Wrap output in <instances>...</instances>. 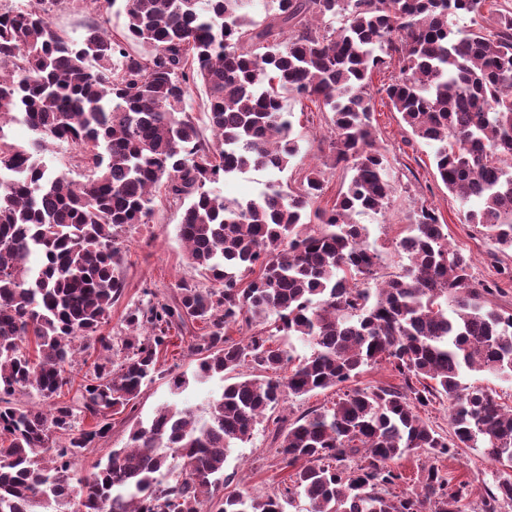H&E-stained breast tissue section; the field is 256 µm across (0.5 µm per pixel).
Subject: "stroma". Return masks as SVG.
I'll return each instance as SVG.
<instances>
[{
    "label": "stroma",
    "mask_w": 512,
    "mask_h": 512,
    "mask_svg": "<svg viewBox=\"0 0 512 512\" xmlns=\"http://www.w3.org/2000/svg\"><path fill=\"white\" fill-rule=\"evenodd\" d=\"M374 108L376 138L393 175L396 191L385 212H366L354 217L356 223L366 225L369 242L380 254L376 274L368 280V287L376 288L379 281L402 273L407 260L398 251L397 244L409 233L410 211L425 204L435 208L440 220L447 224L449 242L471 256L473 281L491 285L492 292L485 297L487 306L506 314L512 313V281L504 277L505 272L512 271V251L498 250L486 238L481 226L464 222L458 200L436 175L430 149L412 136L398 113L379 101L375 102ZM288 109L293 114L294 123L301 125L303 133L300 153L294 165L321 169L326 185L322 202L331 204L342 186L346 171L327 164V128L323 122L314 120L312 112L306 111L299 100H289ZM290 181V171L272 173L252 168L225 180L222 190L225 197L247 201L256 198L269 183L285 186ZM180 221V210L161 202L149 223L135 224L121 232L119 241L125 288L102 326L103 334L125 335L128 331L125 322L128 309L145 301L147 292L169 298L176 294L180 282L198 281L199 276L189 263L178 236ZM159 367L162 378L143 386L135 411L126 410L113 415L112 430L104 446L88 449L76 460V477L85 478L94 473L108 449L124 447L131 429L138 422L148 421L158 407L171 402L166 374H192L196 363L189 356L185 344L176 338L166 351L160 353ZM337 394V388L333 387L301 398L283 397L274 410L273 419L258 425L248 442L232 450L224 467L231 483L226 488H213L210 502L222 499L228 488L254 495L272 491L289 473L276 452L274 418L295 420L312 410L331 406ZM439 466L452 477L471 482L470 506L476 512L481 506L484 485L492 482L496 473V463L489 461L481 449L462 448L455 457L440 460Z\"/></svg>",
    "instance_id": "35a3bbf8"
}]
</instances>
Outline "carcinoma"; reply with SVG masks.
<instances>
[{"label":"carcinoma","instance_id":"cac0c4a2","mask_svg":"<svg viewBox=\"0 0 512 512\" xmlns=\"http://www.w3.org/2000/svg\"><path fill=\"white\" fill-rule=\"evenodd\" d=\"M0 8V512H204L224 464L281 397L342 385L381 362L399 386L353 388L330 407L278 428V453L294 468L272 492L224 493L217 512H466L468 481L424 462L410 479L394 467L421 452L454 457L481 448L500 465L481 512L512 502V407L466 382L473 372L512 381V314L487 307L471 257L448 242V225L421 205L397 244L403 272L375 291L360 287L379 255L353 216L380 213L394 193L376 146L372 75L397 59L382 85L393 111L432 150L437 175L464 221L512 250V7L497 0H83L97 17L81 40L49 14ZM483 23L459 35L451 19ZM201 85L213 139L188 115ZM312 102L328 120L333 165L350 176L328 208L321 171L296 172L247 202L224 198L221 179L250 168L290 167L302 131L284 101ZM21 120L27 145L10 140ZM70 146L76 182L37 158ZM183 210L188 259L211 283L182 282L126 316L123 356L112 360L102 323L124 290L119 229L146 224L156 190ZM195 322L188 354L199 382L236 372L207 416L177 403L157 408L86 479L73 464L107 438L109 417L135 406L161 375L172 331ZM261 326L247 342L231 324ZM308 345L296 358L273 331ZM98 351L80 395L76 353ZM34 344L35 356L23 344ZM36 392L47 407L20 406ZM448 399L451 435L420 411ZM90 415L94 426L76 425ZM413 488L401 490L406 480Z\"/></svg>","mask_w":512,"mask_h":512}]
</instances>
